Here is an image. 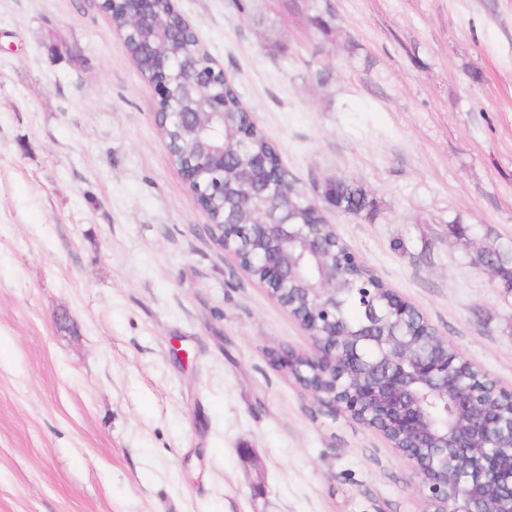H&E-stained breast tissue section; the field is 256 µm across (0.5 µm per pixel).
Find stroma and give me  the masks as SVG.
Here are the masks:
<instances>
[{
	"label": "stroma",
	"instance_id": "obj_1",
	"mask_svg": "<svg viewBox=\"0 0 512 512\" xmlns=\"http://www.w3.org/2000/svg\"><path fill=\"white\" fill-rule=\"evenodd\" d=\"M350 252L512 388V0H175ZM330 16L329 34L312 18ZM328 80H320L319 72ZM99 0H0V512H422L205 228ZM334 191L337 205L342 213L371 216L375 202L370 191L360 182L340 179L329 184L326 188ZM484 247L477 253L476 262L479 265L490 264L495 267V277L501 288L505 291H512V260L511 250L503 249L496 245Z\"/></svg>",
	"mask_w": 512,
	"mask_h": 512
}]
</instances>
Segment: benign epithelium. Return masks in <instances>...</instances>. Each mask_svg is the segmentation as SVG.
Returning <instances> with one entry per match:
<instances>
[{"label": "benign epithelium", "mask_w": 512, "mask_h": 512, "mask_svg": "<svg viewBox=\"0 0 512 512\" xmlns=\"http://www.w3.org/2000/svg\"><path fill=\"white\" fill-rule=\"evenodd\" d=\"M127 25L143 33L151 54L150 83L168 111L154 112L171 125L197 139L203 149L189 169H179L193 195L203 193L214 203L224 199V141L208 134L224 127L223 69L206 57L199 62L175 60L155 48V0H124ZM165 37L193 25L176 8ZM185 88L205 100V110L185 112L176 106ZM251 129L238 128L234 154L246 155L240 179L257 201L241 210L237 223L224 225L214 240L247 272L254 263L262 268L261 285L273 298L301 282L297 266L306 257L317 262L318 306L291 317L315 341V352L301 356L273 351L271 363L295 372L299 386L314 401L333 413H347L377 431L383 438L394 434L407 442L401 456L409 465L424 500L423 512H485L494 503L499 512H512V425L505 428L481 400L485 390L512 398V390L474 373V365L440 336L414 305L391 292L384 305H367L374 322L396 326L389 337L369 331L350 334L336 316V287L344 269L357 266L349 251L336 255L328 240L308 233L320 222L319 208L310 203L302 212L288 209V183L263 155H248ZM474 458V464L448 486V457Z\"/></svg>", "instance_id": "benign-epithelium-1"}]
</instances>
